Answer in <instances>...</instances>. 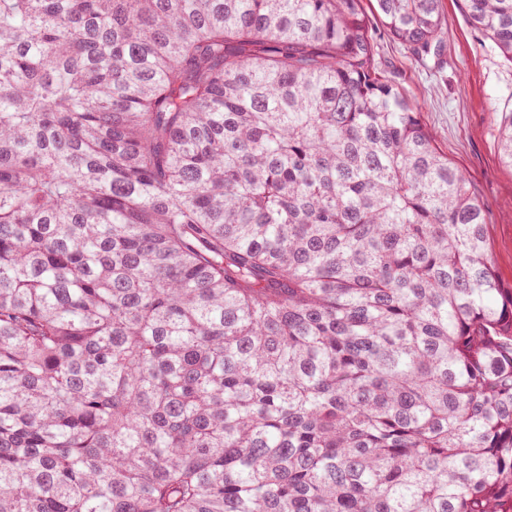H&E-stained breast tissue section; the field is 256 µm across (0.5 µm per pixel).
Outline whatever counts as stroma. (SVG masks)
Listing matches in <instances>:
<instances>
[{
    "mask_svg": "<svg viewBox=\"0 0 512 512\" xmlns=\"http://www.w3.org/2000/svg\"><path fill=\"white\" fill-rule=\"evenodd\" d=\"M447 64L416 62L412 50L374 22L376 61L421 111L449 162L470 178L484 202L498 274L512 286V169L498 158L497 122L512 110V65L467 18L461 0H443Z\"/></svg>",
    "mask_w": 512,
    "mask_h": 512,
    "instance_id": "1",
    "label": "stroma"
}]
</instances>
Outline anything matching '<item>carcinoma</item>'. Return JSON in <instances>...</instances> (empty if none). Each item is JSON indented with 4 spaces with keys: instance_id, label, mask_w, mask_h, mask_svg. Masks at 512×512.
Instances as JSON below:
<instances>
[{
    "instance_id": "carcinoma-1",
    "label": "carcinoma",
    "mask_w": 512,
    "mask_h": 512,
    "mask_svg": "<svg viewBox=\"0 0 512 512\" xmlns=\"http://www.w3.org/2000/svg\"><path fill=\"white\" fill-rule=\"evenodd\" d=\"M375 56L362 0H0V512H512V287Z\"/></svg>"
}]
</instances>
